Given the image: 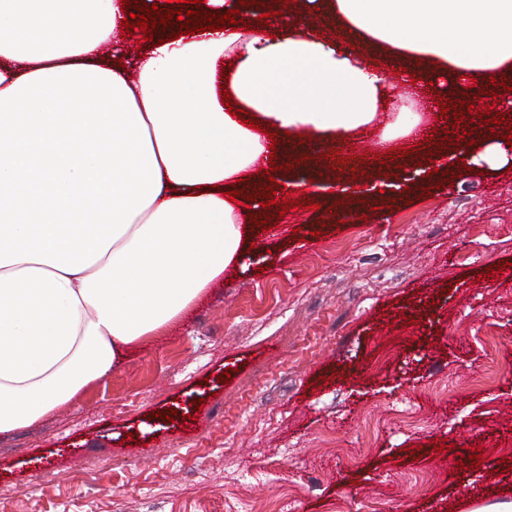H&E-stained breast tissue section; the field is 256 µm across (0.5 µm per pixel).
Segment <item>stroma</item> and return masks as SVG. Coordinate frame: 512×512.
Returning <instances> with one entry per match:
<instances>
[{
  "instance_id": "35a3bbf8",
  "label": "stroma",
  "mask_w": 512,
  "mask_h": 512,
  "mask_svg": "<svg viewBox=\"0 0 512 512\" xmlns=\"http://www.w3.org/2000/svg\"><path fill=\"white\" fill-rule=\"evenodd\" d=\"M502 83L432 85L406 109L453 140L441 103L504 99ZM392 145L405 155L375 133L326 155L292 144L301 160L274 179L303 187L305 209L262 211L270 230L183 321L0 436V512H467L476 492L512 497V172L460 165L395 190L373 223L338 219L374 172L445 153ZM337 151L361 185L330 173ZM404 404L422 419L392 414ZM475 447L483 463L458 470Z\"/></svg>"
}]
</instances>
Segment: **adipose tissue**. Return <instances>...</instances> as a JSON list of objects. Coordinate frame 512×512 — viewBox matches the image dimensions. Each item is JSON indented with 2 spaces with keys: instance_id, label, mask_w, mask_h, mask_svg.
<instances>
[{
  "instance_id": "obj_1",
  "label": "adipose tissue",
  "mask_w": 512,
  "mask_h": 512,
  "mask_svg": "<svg viewBox=\"0 0 512 512\" xmlns=\"http://www.w3.org/2000/svg\"><path fill=\"white\" fill-rule=\"evenodd\" d=\"M351 40L459 78L512 71V0H309ZM201 33L168 21L122 67L120 0H0V434L26 428L180 322L238 264L250 227L237 190L308 136L420 139L383 123L388 78L315 31L251 14ZM230 92L250 124L223 105Z\"/></svg>"
}]
</instances>
